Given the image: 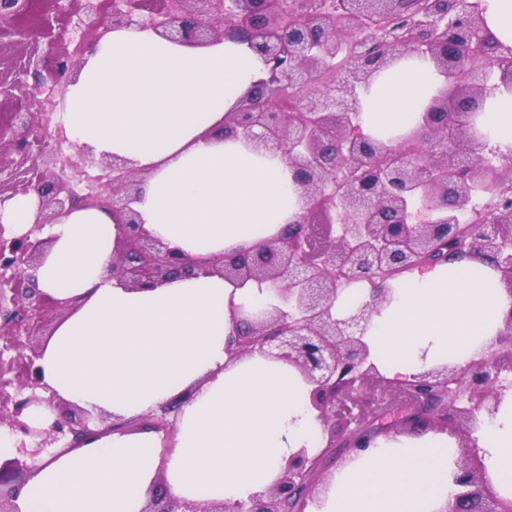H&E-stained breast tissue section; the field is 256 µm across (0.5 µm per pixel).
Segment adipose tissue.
I'll use <instances>...</instances> for the list:
<instances>
[{"label":"adipose tissue","instance_id":"obj_1","mask_svg":"<svg viewBox=\"0 0 512 512\" xmlns=\"http://www.w3.org/2000/svg\"><path fill=\"white\" fill-rule=\"evenodd\" d=\"M261 68L241 44L198 47L116 28L68 84L63 133L95 158L144 170L133 207L170 247L205 259L254 245L293 223L303 203L282 151L222 134ZM440 82L428 60L404 56L362 94L361 132L396 143ZM475 125L512 155V89L491 92ZM48 233L38 286L70 307L43 345L42 382L111 426L82 447L51 450L19 489V512H147L162 487L201 505L245 500L277 482L292 454L321 452L301 373L228 349L245 317L278 304L273 286L198 276L128 287L105 274L117 228L98 209L75 208ZM511 311L490 263L463 257L401 279L372 309L364 340L379 372L402 379L487 353ZM173 400L181 407L167 437L144 419ZM477 439L493 485L512 499V391ZM455 459L444 435L376 438L331 476L311 512H442Z\"/></svg>","mask_w":512,"mask_h":512}]
</instances>
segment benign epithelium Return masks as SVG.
<instances>
[{"mask_svg": "<svg viewBox=\"0 0 512 512\" xmlns=\"http://www.w3.org/2000/svg\"><path fill=\"white\" fill-rule=\"evenodd\" d=\"M141 0H124V7L105 15L101 0H72L70 13L79 16V39L54 34L51 18L43 21L50 39L45 61L57 85L81 68L83 55L110 30L130 25L151 28L177 42L208 44L236 32L263 60L266 76L256 81L230 111L224 135L241 137L257 148H277L288 157L294 184L302 189L304 205L298 219L263 243L196 260L152 238L131 207L144 174L118 157L99 163L101 173L80 195L70 181L90 178L85 168L69 163L72 176L57 173L60 158L43 147L33 158L38 183L22 194L37 191L38 209L31 228L20 235L5 234L0 225V427L37 439L29 448L20 443L18 456L0 463V512H17L13 503L19 479L36 466L27 463L48 448L63 443L77 448L97 435L91 419L43 388L42 343L48 322L64 313L67 302L38 289L35 272L50 244L38 234L45 225L75 206L109 212L118 236L107 272L133 288L157 285L177 277L220 275L234 284L267 282L277 287L284 307L275 306L230 339L236 354L258 351L295 366L312 386L310 399L327 434L325 448L315 457L305 451L292 456L282 477L266 492L229 504L196 503L167 495L152 499L148 512H306L314 495L328 491L321 480L325 465L346 450L365 447L388 432L387 420L399 410L402 422L424 433L436 424L461 425L471 447L470 465L453 473L459 487L445 512H499L503 500L486 479L477 448L480 415L493 414L512 381V313L492 344L490 355L464 366L443 365L402 381L385 378L370 361L363 340L369 311L389 292L383 279L433 264L431 255L448 242L449 256L488 260L512 293V186L503 188L478 233L462 232L460 219L475 207L473 182L477 164L491 151L471 121L489 94L486 66L497 64L502 84H512V47L487 30L474 0H420L418 14L402 28L381 26L374 37L367 24L394 14L399 0H343L339 11L323 14L311 7L304 25L281 34V13L287 0H161L154 17L143 19ZM31 0H0V26L25 16ZM357 47L355 62L344 74L332 67L339 46ZM407 52L427 55L445 84L422 114L416 134L433 150L423 163L412 160L402 144L389 147L352 133L360 112L358 90L370 85L376 70L364 65L374 55L386 67ZM0 87L1 95L24 89L26 103L0 118V142L11 135L14 150L28 148V135L38 125L48 128L52 110L27 88L23 76ZM300 91L298 109L309 124L291 123L279 107L255 102L261 88L278 96V83ZM337 148L344 157L343 175L336 173ZM428 212L425 221L412 220L414 202ZM382 281L371 289V301L338 317L332 312L341 276ZM34 403L56 410L49 428L34 430L23 415ZM181 406L171 401L150 415V426L170 436Z\"/></svg>", "mask_w": 512, "mask_h": 512, "instance_id": "1", "label": "benign epithelium"}]
</instances>
